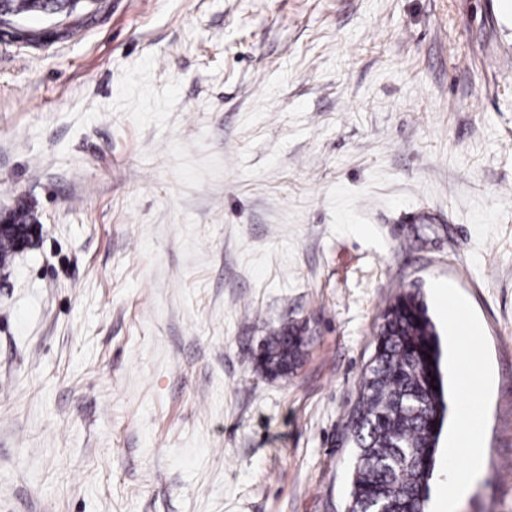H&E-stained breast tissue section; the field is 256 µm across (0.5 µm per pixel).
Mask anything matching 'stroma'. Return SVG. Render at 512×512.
<instances>
[{
	"label": "stroma",
	"mask_w": 512,
	"mask_h": 512,
	"mask_svg": "<svg viewBox=\"0 0 512 512\" xmlns=\"http://www.w3.org/2000/svg\"><path fill=\"white\" fill-rule=\"evenodd\" d=\"M0 35V512H344L384 310L451 288L512 512L505 0H81ZM304 323L299 367L252 354ZM8 219L11 221V224L25 226L28 225L29 212L25 206L21 205L16 208L9 217H1L0 237L3 238L8 234L11 239L15 241L18 249L27 246L32 238L35 239L38 236L39 227L37 225H31L27 230L18 232L13 230V226L10 224Z\"/></svg>",
	"instance_id": "1"
}]
</instances>
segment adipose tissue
Masks as SVG:
<instances>
[{
    "instance_id": "1",
    "label": "adipose tissue",
    "mask_w": 512,
    "mask_h": 512,
    "mask_svg": "<svg viewBox=\"0 0 512 512\" xmlns=\"http://www.w3.org/2000/svg\"><path fill=\"white\" fill-rule=\"evenodd\" d=\"M447 318L454 331L456 369L462 384L471 388L472 394L470 404L461 406L457 412L458 427L452 436L446 463L448 479L441 487L435 512H451L456 500L480 474L479 422L488 385L487 369L473 352L477 326L468 321L463 305L453 299L448 302Z\"/></svg>"
}]
</instances>
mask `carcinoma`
I'll use <instances>...</instances> for the list:
<instances>
[{
  "mask_svg": "<svg viewBox=\"0 0 512 512\" xmlns=\"http://www.w3.org/2000/svg\"><path fill=\"white\" fill-rule=\"evenodd\" d=\"M77 0H0L5 15H69ZM306 327L284 325L264 338L255 371L282 377L300 364ZM438 390H433V387ZM442 350L420 292L400 294L383 313L373 359L348 417L356 447L347 512H426L429 480L444 426Z\"/></svg>",
  "mask_w": 512,
  "mask_h": 512,
  "instance_id": "cac0c4a2",
  "label": "carcinoma"
}]
</instances>
